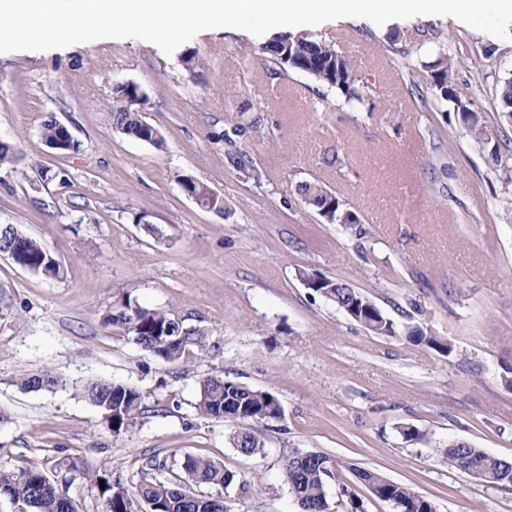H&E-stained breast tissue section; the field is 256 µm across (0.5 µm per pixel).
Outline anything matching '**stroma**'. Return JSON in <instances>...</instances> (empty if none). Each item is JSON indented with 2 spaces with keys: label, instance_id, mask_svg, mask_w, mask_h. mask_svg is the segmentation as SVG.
I'll return each mask as SVG.
<instances>
[{
  "label": "stroma",
  "instance_id": "stroma-1",
  "mask_svg": "<svg viewBox=\"0 0 512 512\" xmlns=\"http://www.w3.org/2000/svg\"><path fill=\"white\" fill-rule=\"evenodd\" d=\"M312 32L356 61L370 88L359 110L322 111L302 75L269 80L266 36L239 29L185 42L190 71L136 38L0 53V140L17 151L0 167V225H19L63 267L52 280L0 256V469L37 462L54 480L70 455L133 486L145 458L175 466L191 454L236 474L223 491L236 512H297L280 459L299 448L378 471L437 512H512V490L446 459L458 438L512 461V151L492 156L410 86L448 50L492 142H512L495 96L512 40L451 16L340 18ZM119 81L146 95L164 149L113 132ZM50 117L78 150L45 145ZM240 152L267 168L262 185L233 163ZM181 174L225 211L183 194ZM314 179L360 223H327L302 203L297 185ZM303 271L350 283L452 353L370 333L305 288ZM126 299L202 329L203 348L177 362L143 351L106 321ZM46 371L59 385L17 384ZM206 376L278 397L263 454H241L232 424L197 413ZM100 381L144 393L132 431L113 435L83 397ZM409 426L427 442L406 440Z\"/></svg>",
  "mask_w": 512,
  "mask_h": 512
}]
</instances>
